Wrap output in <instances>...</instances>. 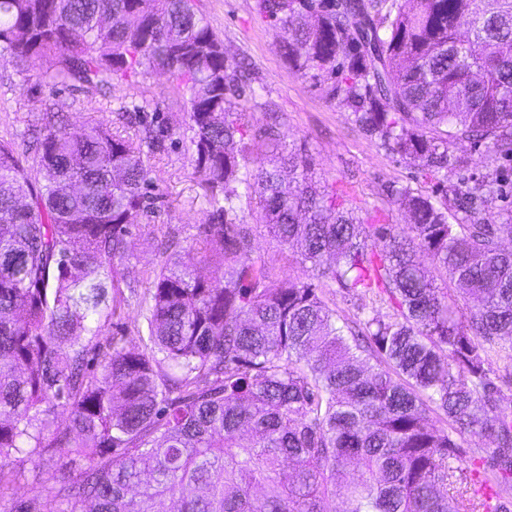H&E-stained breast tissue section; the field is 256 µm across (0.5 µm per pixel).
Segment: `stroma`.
Wrapping results in <instances>:
<instances>
[{
    "label": "stroma",
    "instance_id": "35a3bbf8",
    "mask_svg": "<svg viewBox=\"0 0 512 512\" xmlns=\"http://www.w3.org/2000/svg\"><path fill=\"white\" fill-rule=\"evenodd\" d=\"M194 3L223 40L228 54L243 58L255 78L256 102L244 114V123L250 129L274 126L280 141L296 145L307 155L314 177L345 189L350 206L358 212H379L388 223H401L402 216L386 194V187H408L435 195L433 181L382 147L377 139L367 136L345 107L326 99L319 83L288 65L279 48L280 29L257 13L255 0ZM52 63L49 57L35 60L25 78L11 67L0 66V142L13 143L25 164L34 160L28 147V132L39 125L49 106L66 116L71 131H80L87 117L93 116L113 133L130 137L134 130L127 126L120 109L146 102L174 129L165 151L144 155L154 180V203L138 217L130 238L131 255L120 267L122 306L115 317L105 320L97 338L105 350L113 332L118 331L135 345L145 332L138 299L147 293L153 270L163 258L161 241L168 239L187 248L195 244L200 225L207 221V204L189 147L192 132L188 117L182 100L173 93L175 79L168 73L153 72L102 86L73 82L52 87L41 80ZM453 151L468 161L464 175L479 177L503 172L512 177V161L489 152L485 144L461 141ZM252 242L255 256L273 267L279 279L308 281L305 268L262 226H253ZM322 297L348 320L363 314L388 316L394 312L383 294L370 293L358 300L333 287L323 289Z\"/></svg>",
    "mask_w": 512,
    "mask_h": 512
}]
</instances>
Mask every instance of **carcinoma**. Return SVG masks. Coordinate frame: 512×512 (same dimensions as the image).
<instances>
[{
    "instance_id": "1",
    "label": "carcinoma",
    "mask_w": 512,
    "mask_h": 512,
    "mask_svg": "<svg viewBox=\"0 0 512 512\" xmlns=\"http://www.w3.org/2000/svg\"><path fill=\"white\" fill-rule=\"evenodd\" d=\"M256 2L288 64L420 165L441 200L398 189L405 230L372 224L313 180L302 152L248 133L252 79L193 0H0V65L21 76L42 57L55 60L52 85L171 73L209 207L195 246L154 270L147 337L114 336L101 356L81 337L97 336L107 303L116 312L101 275L118 287L150 201L143 148L163 151L173 128L135 105V139L96 118L72 133L47 109L34 171L0 143V505L512 512V420L491 369L496 358L512 371V216L490 220L497 174L448 183L464 168L454 142L512 158V0ZM250 222L312 278L384 293L395 312L338 324L316 285L253 257ZM199 257L220 276L201 275ZM461 298L475 305L462 311ZM477 448L492 449L480 480L461 466ZM46 457L59 473L51 496L26 470ZM28 478L30 495L13 500Z\"/></svg>"
}]
</instances>
